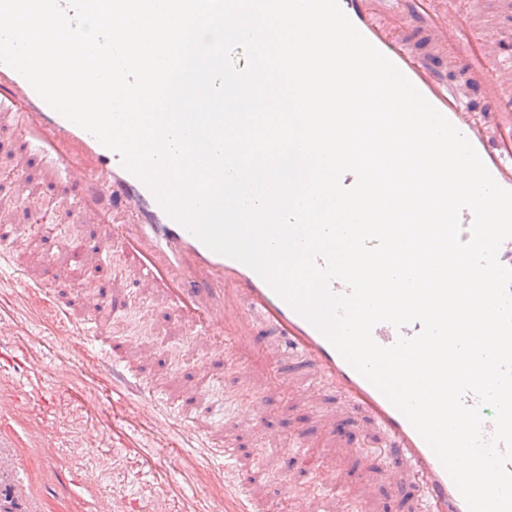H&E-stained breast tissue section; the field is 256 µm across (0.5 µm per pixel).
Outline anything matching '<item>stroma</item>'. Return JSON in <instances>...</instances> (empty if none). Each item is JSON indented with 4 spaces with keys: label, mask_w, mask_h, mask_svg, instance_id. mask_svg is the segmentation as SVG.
<instances>
[{
    "label": "stroma",
    "mask_w": 512,
    "mask_h": 512,
    "mask_svg": "<svg viewBox=\"0 0 512 512\" xmlns=\"http://www.w3.org/2000/svg\"><path fill=\"white\" fill-rule=\"evenodd\" d=\"M458 10L475 22H490L502 35L507 51L502 58L512 62V0H459ZM409 46L436 70L441 82L466 103L473 105L475 119H486L491 131L512 130L506 120L484 118L483 86L473 79L474 72L452 47L438 45L419 28L406 31ZM71 230L87 242H94L95 228L74 221L71 209H59L52 223L45 225L34 249L14 248L7 262L0 264V315L17 325L14 336L0 339V397L13 399L10 409L0 411V502L11 512H95L98 498L116 502V512H142L147 501L167 493L171 512H183L188 500L200 498L209 512H233L224 484L207 477L209 463L197 451L184 445L179 431L157 436L146 423L112 406V383L96 367L98 354L78 336L63 335L51 313L54 298L69 302L74 314L83 311L80 281H61L56 296L26 295L17 288L15 275L40 269L46 259L64 265L61 229ZM95 271L89 281L111 283L137 299L130 314L112 319L109 326L117 335L135 338L140 346L154 348L156 354L143 375L152 382L169 380L167 395L182 401L186 389L196 383L207 393L210 412L198 416V423L214 428L225 447L238 455L252 478L255 494L286 506L289 495L318 494L310 471L287 474L286 446L300 442L322 462L353 474L348 492L339 493L335 512H351L350 492L360 496L365 512H415V502L390 487L383 478L379 440L372 424L362 423L352 430L362 445L353 456L339 455L344 434L327 435L322 428L324 410L338 403L327 394L323 407L313 410L301 405L302 395H282L272 381L288 372L287 362L269 358L264 373L247 379L232 352L230 342L213 337L209 345H196L189 334L162 318H146L143 307L151 296L127 285L122 261L110 252L96 255ZM224 351L223 363L211 360L210 351ZM29 359L27 378H19L14 368ZM256 406L264 414L261 430L246 432L225 422L224 413L236 405ZM45 419L56 422L49 435H29L28 427ZM281 435L284 444L271 446L267 432ZM302 439H295V432ZM163 458L175 480L161 483L149 462ZM66 473L68 490L47 489L57 473Z\"/></svg>",
    "instance_id": "obj_1"
}]
</instances>
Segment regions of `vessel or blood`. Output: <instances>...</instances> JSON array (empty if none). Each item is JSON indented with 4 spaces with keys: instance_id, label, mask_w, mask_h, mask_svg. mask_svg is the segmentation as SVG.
Returning <instances> with one entry per match:
<instances>
[{
    "instance_id": "vessel-or-blood-1",
    "label": "vessel or blood",
    "mask_w": 512,
    "mask_h": 512,
    "mask_svg": "<svg viewBox=\"0 0 512 512\" xmlns=\"http://www.w3.org/2000/svg\"><path fill=\"white\" fill-rule=\"evenodd\" d=\"M339 2L360 33L470 141L497 184L512 190V141L485 137L470 118L469 108L448 92L422 58L407 50L399 36L411 21H421L482 73L487 105L506 114L512 112V71L503 67L495 51L496 29L485 26L480 37H473L469 22L459 16L450 0H405L402 8L384 18L379 15L383 0ZM0 128L20 133L16 174H23L32 157L45 159L56 198L66 205L78 202L80 221L98 226L100 241L120 253L131 284L151 290L173 325L197 339L227 337L247 369L271 352L289 357L311 377L305 405L316 407L323 387L333 388L355 417L382 432L383 476L391 486H411L418 494L420 512H469L432 448L320 330L252 269L208 249L172 219L144 182L123 167L116 152L52 109L25 78L4 63H0ZM68 250L71 263L67 268L60 270L53 262H45L38 275L21 274L20 287L44 291L59 276L83 274L92 260L91 247L73 240ZM102 309L114 317L130 312L131 307L119 294L100 292L81 321H73L68 305L61 302L54 303L53 315L62 325H74L92 343L106 332L97 317ZM420 330L417 322L400 329L382 322L373 328L372 336L388 347L399 336L412 337ZM128 349L135 350L138 359L151 357L150 351L136 349L132 340L116 339L98 362L99 371L110 375L114 393L125 401L149 395L154 402L150 421L155 431L179 427L188 446L207 447L201 426L186 425L193 404H169L162 392L125 362L123 353ZM292 464L312 468L322 486L345 485L341 473L323 467L315 457L296 454ZM210 476L231 489L239 512H272V504L253 496L249 477L239 463L213 464Z\"/></svg>"
}]
</instances>
